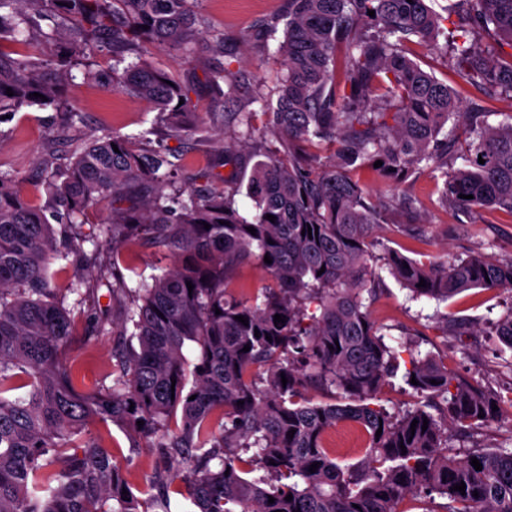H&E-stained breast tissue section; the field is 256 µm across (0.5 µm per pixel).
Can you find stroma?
Returning a JSON list of instances; mask_svg holds the SVG:
<instances>
[{
  "mask_svg": "<svg viewBox=\"0 0 512 512\" xmlns=\"http://www.w3.org/2000/svg\"><path fill=\"white\" fill-rule=\"evenodd\" d=\"M284 0H199L198 11L215 27L239 34L249 30L258 21L279 15ZM277 40H270L268 52H260L253 45L234 44L224 57L230 71L249 76L270 75L276 68L274 49ZM423 68L457 91L463 105L481 104L491 112L489 121L498 124L512 111V99H488L472 85L462 82L457 71L438 53L418 50ZM91 68L73 67L68 77L66 96L68 112L52 108L24 106L10 117L0 119V171L13 174L24 196L33 204L46 201L36 171L41 161L57 165L68 164L74 151L91 139L112 132L137 134L151 128L156 110L146 101L113 92L99 81V74L111 71L112 56L105 47L95 48ZM234 139L232 125L216 121L206 142L196 136L166 137L169 149L182 156L179 184L182 189L198 188L202 169L209 167L215 151L223 150L225 143ZM360 180L373 199L385 207L386 222L376 229L377 242L373 256H382L393 249L421 261L444 263L463 258L471 252L502 257L512 253V214L498 210L480 216H466L438 203L442 180L432 170H418L399 182L376 179L371 172H363ZM419 200L415 217H407L402 208L405 197ZM414 220L424 228L421 239L398 234L399 224ZM134 266L125 278L129 287L151 283L168 265V257L152 246L138 243L129 250ZM371 319L381 327L387 338L400 337L402 331L416 330V343L422 353L440 360L457 377L489 387L502 401L512 400V370L504 362L512 358V351L492 336V324L512 306V290L477 288L446 303L411 300L407 289L392 275L375 294L364 295ZM448 322H441V315ZM465 319L476 327L473 335L459 333L456 322ZM124 343L118 329L106 328L93 346L76 340L66 352L68 364L74 365V380L78 390L97 391L112 384V366L115 354ZM108 434L102 442L123 470L130 484L144 489L146 478L157 465L156 453L150 448L133 447L125 430L108 424Z\"/></svg>",
  "mask_w": 512,
  "mask_h": 512,
  "instance_id": "obj_1",
  "label": "stroma"
}]
</instances>
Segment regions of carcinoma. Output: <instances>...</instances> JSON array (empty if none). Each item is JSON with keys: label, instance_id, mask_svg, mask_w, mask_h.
<instances>
[{"label": "carcinoma", "instance_id": "obj_1", "mask_svg": "<svg viewBox=\"0 0 512 512\" xmlns=\"http://www.w3.org/2000/svg\"><path fill=\"white\" fill-rule=\"evenodd\" d=\"M192 2L0 0V112L64 108L68 71L92 42H105L114 56L107 83L153 105L169 136L208 132L189 109L197 83L145 59L120 67L135 43L187 58L208 54L205 83L219 104L225 48L251 41L265 49L284 24L272 94L263 92L262 78L228 80L231 91L255 85L252 101L262 112H213L239 128L241 145L225 148L199 175L201 188H178L179 154L143 149L144 133L97 137L65 168L44 165L42 206L0 172V512H170L176 465L185 469L179 494L199 512H398L405 496L418 493L431 504L443 500L425 512H512V448L450 446L451 432L495 421L500 396L429 355L415 356L408 336L387 344L362 302L361 293L380 281L368 260L373 229L385 216L353 177L368 168L399 181L433 167L443 178L441 204L465 215L512 213V121L492 125L485 110L467 111L448 84L409 57L413 45L441 49L444 29L430 0H285V17L238 35L208 24ZM448 14L457 17L450 58L460 77L490 96L512 94V53L501 54L512 48V0H455ZM30 30L54 66L13 49L29 44L20 35ZM482 34L485 44L476 40ZM242 150L256 159L246 185L250 221L235 207L234 177L217 172L237 168ZM450 156L465 165L448 171ZM104 201L112 205L110 223L100 225L102 240L88 252L83 220ZM315 226L318 234H306ZM136 243L163 251L172 264L152 284L131 288L118 261ZM253 260L276 284L259 304L229 294L230 272ZM382 260L414 300L440 304L474 288L512 290V259L482 252L426 264L389 249ZM57 261L98 269V278L69 288L83 302L112 275L121 335L137 339L116 358L105 392L74 384L67 346L103 332L105 322L93 325L65 306L48 275ZM276 314L284 322L274 323ZM496 333L512 348V307ZM403 351V378L418 381L413 389L425 401L389 413L374 400ZM306 384L333 388L347 404L303 400L298 390ZM108 421L163 463L145 500L92 436L93 425ZM346 423L364 430L367 446L361 460L342 467L326 435ZM241 450L253 454L244 459ZM250 467L265 475L248 479ZM461 483L465 492L452 490Z\"/></svg>", "mask_w": 512, "mask_h": 512}]
</instances>
